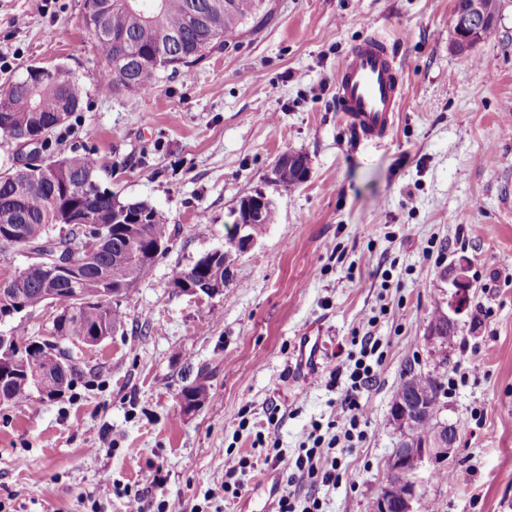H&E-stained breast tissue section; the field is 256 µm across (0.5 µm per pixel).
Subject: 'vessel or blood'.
<instances>
[{"instance_id": "b4317fda", "label": "vessel or blood", "mask_w": 512, "mask_h": 512, "mask_svg": "<svg viewBox=\"0 0 512 512\" xmlns=\"http://www.w3.org/2000/svg\"><path fill=\"white\" fill-rule=\"evenodd\" d=\"M403 100L399 64L385 37L370 36L355 44L336 76V102L342 119L366 141L384 138ZM322 355L316 336L301 337L295 369L311 373Z\"/></svg>"}]
</instances>
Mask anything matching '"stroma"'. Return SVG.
<instances>
[{"label":"stroma","instance_id":"35a3bbf8","mask_svg":"<svg viewBox=\"0 0 512 512\" xmlns=\"http://www.w3.org/2000/svg\"><path fill=\"white\" fill-rule=\"evenodd\" d=\"M267 4L227 48L130 94L102 86L83 0H0V94L35 63L73 73L83 103L54 149L92 154L103 186L156 207L169 230L120 303L123 328L75 349L83 378L51 400L0 405V512H129L136 490L145 512H275L285 490L300 508L370 512L403 440L390 407L409 366L460 375L439 418L458 430L444 468L467 481L423 467L424 500L512 512V0L465 52L455 0ZM374 33L393 44L405 95L389 136L362 141L340 119L336 72ZM291 151L309 171L288 187L274 167ZM258 192L273 222L223 293L176 292V271L223 248L240 200ZM461 257L472 287L443 355L430 322L456 301L440 272ZM309 332L324 360L298 377ZM369 333L384 357L360 396L364 436L336 450L353 482L294 477L312 423L339 433L347 380L330 373ZM201 373L209 398L183 411L178 395ZM230 455L250 461L236 495L220 487Z\"/></svg>","mask_w":512,"mask_h":512}]
</instances>
